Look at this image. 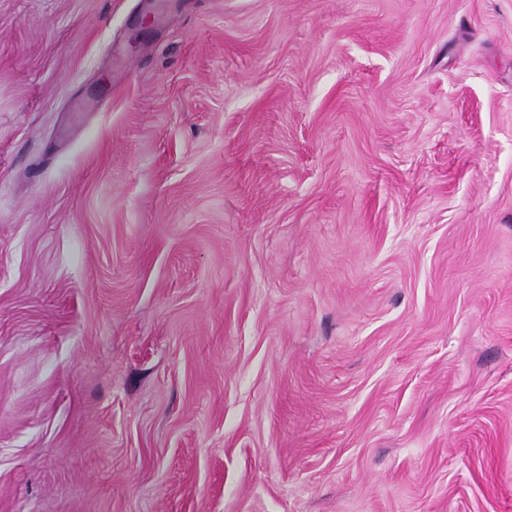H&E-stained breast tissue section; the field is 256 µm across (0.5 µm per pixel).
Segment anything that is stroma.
<instances>
[{
	"label": "stroma",
	"instance_id": "stroma-1",
	"mask_svg": "<svg viewBox=\"0 0 512 512\" xmlns=\"http://www.w3.org/2000/svg\"><path fill=\"white\" fill-rule=\"evenodd\" d=\"M0 512H512V0H0Z\"/></svg>",
	"mask_w": 512,
	"mask_h": 512
}]
</instances>
